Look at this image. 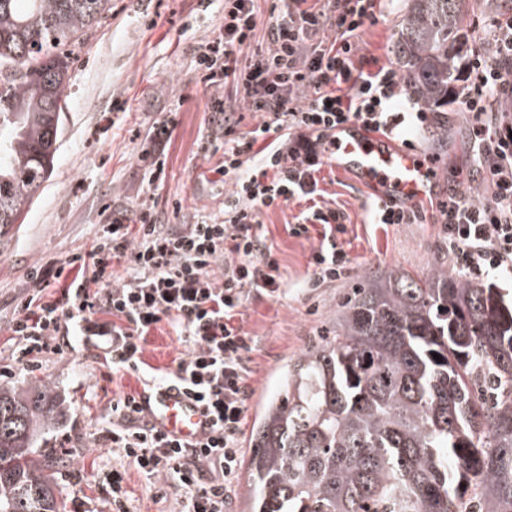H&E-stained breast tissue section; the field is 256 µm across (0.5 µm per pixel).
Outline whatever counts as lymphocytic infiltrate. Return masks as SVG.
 <instances>
[{
  "instance_id": "lymphocytic-infiltrate-1",
  "label": "lymphocytic infiltrate",
  "mask_w": 512,
  "mask_h": 512,
  "mask_svg": "<svg viewBox=\"0 0 512 512\" xmlns=\"http://www.w3.org/2000/svg\"><path fill=\"white\" fill-rule=\"evenodd\" d=\"M375 0H273L265 50L246 64L238 55L257 29L255 0H224L219 35L194 57L201 81L233 84L249 111L261 116L255 129L236 134L232 104L215 96L211 110L222 115L210 132L223 138L219 171L226 191L217 215L194 216L186 224L158 223L152 208H140L137 229L124 216L100 225L96 246L35 268L38 289L19 299L8 330L21 345L18 360L34 367V355L56 354L64 336L76 332L101 337L113 368L138 369L147 336L167 323L186 347L165 384L191 393L204 404L211 425L203 437L185 443L159 432L137 398L112 404L106 440L122 463L108 480L112 512H132L125 486L126 468L161 483L163 495L176 497L181 512H224L231 481L243 450L241 426L251 374L248 336L236 319L251 295L282 293L279 266L266 245L260 215L294 199L319 196L316 177L337 126L357 121L366 129L402 140L408 123L426 124L429 114L396 111L405 94L402 74L390 67L364 70L358 58L363 27L375 20ZM333 41H326V31ZM460 89L474 117L493 116L477 128L476 161L484 195L449 191L437 208L444 244L457 274L480 277L512 271V14L498 16L486 48L465 65ZM307 100H300L302 91ZM174 118L157 123L139 161L150 181H159ZM345 215L315 207L293 225L308 234L310 223L324 229L322 245L310 260L307 287L320 288L346 276L350 259L338 247ZM126 258L123 276L112 261ZM49 288L61 299L45 300Z\"/></svg>"
}]
</instances>
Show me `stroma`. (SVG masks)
<instances>
[{
  "mask_svg": "<svg viewBox=\"0 0 512 512\" xmlns=\"http://www.w3.org/2000/svg\"><path fill=\"white\" fill-rule=\"evenodd\" d=\"M406 10L407 0H383L376 8V21L365 25L359 42L366 69L395 66L393 45ZM465 11L461 57L466 60L482 48L492 16L512 11V0H466ZM223 21L224 0H112L111 11L71 56L53 175L27 207L24 222L0 231V383L48 384L65 407L56 425L37 436L39 447L61 460L53 487L63 512H110L102 481L116 462L103 440L112 423V402L138 394L148 377L174 371L185 346L167 324H159L147 338L140 371L116 373L101 349L72 336L60 353L39 357L38 368L30 369L18 362L8 325L18 298L34 289L30 270L89 251L99 225L113 217L133 218L146 205L159 223L172 225L222 211L224 179L216 169L224 158V142L207 139L213 125L209 102L218 94L234 98L235 91L200 83L193 56L219 35ZM171 115L177 126L166 147L164 175L152 184L138 155L149 129ZM431 121L443 125L444 137L420 127L409 128L405 137L432 167L444 197L456 169L471 165L475 120L457 97L447 111L433 113ZM318 178L321 203L347 216V231L337 242L351 258L352 271L326 287L306 289L310 257L322 242L321 226L301 237L290 233V225L299 223L308 207L304 201L262 211L267 244L286 292L250 299L243 310L252 367L241 435L246 449L289 360L335 328L362 276L394 266L426 274L437 253L444 271L453 269L434 221L371 223L370 187L326 167ZM176 199L182 204L178 212L171 207ZM127 488L134 512L180 510L174 498H158L155 485L136 469L128 471Z\"/></svg>",
  "mask_w": 512,
  "mask_h": 512,
  "instance_id": "stroma-1",
  "label": "stroma"
}]
</instances>
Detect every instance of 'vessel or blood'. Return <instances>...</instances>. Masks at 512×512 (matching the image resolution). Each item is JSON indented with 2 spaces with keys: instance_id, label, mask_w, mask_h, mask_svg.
<instances>
[{
  "instance_id": "1",
  "label": "vessel or blood",
  "mask_w": 512,
  "mask_h": 512,
  "mask_svg": "<svg viewBox=\"0 0 512 512\" xmlns=\"http://www.w3.org/2000/svg\"><path fill=\"white\" fill-rule=\"evenodd\" d=\"M324 162L336 173L372 186L386 203H417L438 191L416 153L355 122L337 128L336 144ZM140 404L151 422L173 438L193 441L208 428L202 406L176 387H153L142 393Z\"/></svg>"
}]
</instances>
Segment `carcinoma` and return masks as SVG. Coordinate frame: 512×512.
I'll list each match as a JSON object with an SVG mask.
<instances>
[{
	"mask_svg": "<svg viewBox=\"0 0 512 512\" xmlns=\"http://www.w3.org/2000/svg\"><path fill=\"white\" fill-rule=\"evenodd\" d=\"M408 2L396 62L409 93L445 112L464 0ZM110 9L0 0V229L51 177L63 48ZM440 264L367 276L333 335L286 365L254 431L250 512H512V302ZM63 413L45 384H0V512H59L54 457L35 442Z\"/></svg>",
	"mask_w": 512,
	"mask_h": 512,
	"instance_id": "obj_1",
	"label": "carcinoma"
}]
</instances>
